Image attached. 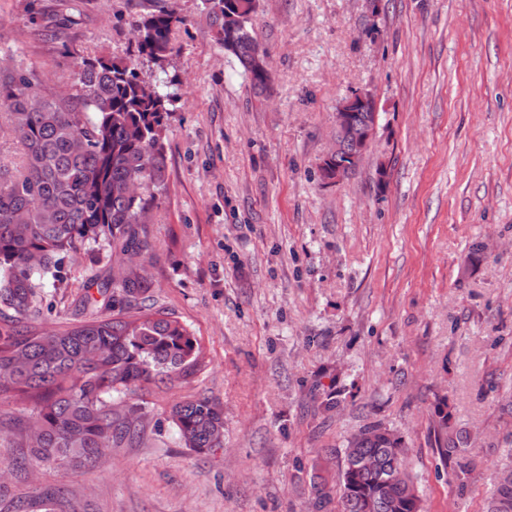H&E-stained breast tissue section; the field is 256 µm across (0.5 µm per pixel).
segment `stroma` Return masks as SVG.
Wrapping results in <instances>:
<instances>
[{
	"label": "stroma",
	"mask_w": 512,
	"mask_h": 512,
	"mask_svg": "<svg viewBox=\"0 0 512 512\" xmlns=\"http://www.w3.org/2000/svg\"><path fill=\"white\" fill-rule=\"evenodd\" d=\"M161 8L184 22L150 301L204 364L141 391L139 436L88 469L36 465L22 403L0 396V512H312L316 472L334 477L371 422L404 437L425 512H483L512 448V0H259L260 95L205 0H0V65L71 90L75 62L133 56L135 19ZM355 89L380 102L375 141L326 184ZM93 266L78 255L29 323L69 316ZM189 395L224 409L217 453L182 447L167 419ZM441 400L469 438L464 490L437 450Z\"/></svg>",
	"instance_id": "35a3bbf8"
}]
</instances>
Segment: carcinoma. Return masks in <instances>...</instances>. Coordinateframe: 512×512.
<instances>
[{"instance_id": "obj_1", "label": "carcinoma", "mask_w": 512, "mask_h": 512, "mask_svg": "<svg viewBox=\"0 0 512 512\" xmlns=\"http://www.w3.org/2000/svg\"><path fill=\"white\" fill-rule=\"evenodd\" d=\"M207 2L218 35L234 30L229 53L250 85L265 89L271 74L256 63L261 43L253 29L258 0ZM181 23L172 8L141 18L138 57L81 60L72 95L42 91L28 69H0V106L23 149L20 166L0 164V393L27 403L23 446L42 465L77 469L120 447L132 425L112 393L171 384L202 365L196 336L147 304V268L128 261L133 253L152 259L150 224L167 192L164 138L175 100V80H145L138 58L165 70ZM82 250L97 253L102 265L89 287L107 298L105 310L66 317L52 330L23 325L45 280L65 281ZM435 413L445 434L439 454L455 462L463 491L471 474L460 460L467 442L447 435L442 407ZM167 419L186 448L213 454L224 447V409L206 397L175 402ZM407 455L395 430L363 426L347 441L336 479L312 486L313 507L321 512L334 496L338 512H422ZM485 512H512V465L497 472Z\"/></svg>"}]
</instances>
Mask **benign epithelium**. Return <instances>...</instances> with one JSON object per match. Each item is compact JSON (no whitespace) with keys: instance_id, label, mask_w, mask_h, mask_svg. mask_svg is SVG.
Segmentation results:
<instances>
[{"instance_id":"7a95c632","label":"benign epithelium","mask_w":512,"mask_h":512,"mask_svg":"<svg viewBox=\"0 0 512 512\" xmlns=\"http://www.w3.org/2000/svg\"><path fill=\"white\" fill-rule=\"evenodd\" d=\"M380 104L372 92L364 89L355 90L342 98L336 105L335 111V129L336 137L332 149L326 155L321 168L322 180L326 184H337L343 181L353 168L356 162V156H351V162L335 160L341 151V139L353 137V131L350 126L349 115L352 112H365L371 121L368 122L365 135L358 138L354 137L355 148L358 152H366L375 135L376 126L379 119Z\"/></svg>"}]
</instances>
